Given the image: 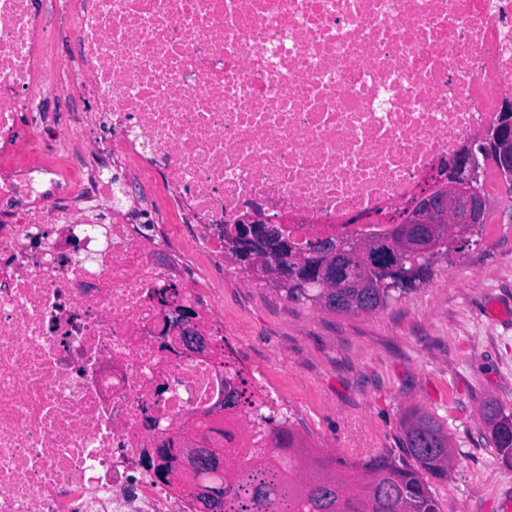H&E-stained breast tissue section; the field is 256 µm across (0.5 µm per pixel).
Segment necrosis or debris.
I'll use <instances>...</instances> for the list:
<instances>
[{"mask_svg": "<svg viewBox=\"0 0 512 512\" xmlns=\"http://www.w3.org/2000/svg\"><path fill=\"white\" fill-rule=\"evenodd\" d=\"M508 98L512 0H0V512H200L158 449L257 462L288 406L182 229L385 233Z\"/></svg>", "mask_w": 512, "mask_h": 512, "instance_id": "obj_1", "label": "necrosis or debris"}]
</instances>
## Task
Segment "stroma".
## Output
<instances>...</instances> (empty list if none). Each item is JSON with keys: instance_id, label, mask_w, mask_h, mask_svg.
Wrapping results in <instances>:
<instances>
[{"instance_id": "obj_1", "label": "stroma", "mask_w": 512, "mask_h": 512, "mask_svg": "<svg viewBox=\"0 0 512 512\" xmlns=\"http://www.w3.org/2000/svg\"><path fill=\"white\" fill-rule=\"evenodd\" d=\"M453 263L374 313L339 315L288 301L233 262L195 260L216 289L224 328L244 360L297 410L291 422L315 456L355 465L408 463L402 420L422 409L452 436L455 466L431 482L440 512H500L512 465L484 435L482 403L512 413V199Z\"/></svg>"}]
</instances>
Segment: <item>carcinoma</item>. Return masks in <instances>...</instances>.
Instances as JSON below:
<instances>
[{"instance_id":"obj_1","label":"carcinoma","mask_w":512,"mask_h":512,"mask_svg":"<svg viewBox=\"0 0 512 512\" xmlns=\"http://www.w3.org/2000/svg\"><path fill=\"white\" fill-rule=\"evenodd\" d=\"M399 235L391 231L385 236L350 237L348 241L375 246L385 253L396 252L393 260L407 273V287H395L387 278L384 267L370 268L373 251L361 250L350 257L356 266L368 273L339 288H324L317 284L319 273L336 263V239L317 241L309 250L306 266L300 274V283L287 288L275 287L284 296L298 303H309L327 311L370 313L385 308L388 303L411 291L416 284H424L433 273L432 264L423 254L425 240H418V252L397 249ZM481 422L488 441L502 459L512 460V414L507 413L495 399L484 401L480 410ZM406 452L415 466H397L385 456H373L359 465L361 485L354 489L342 478L346 463L337 461V468L317 458L305 455L291 428H274L268 437L275 449L272 479L260 480L266 489L263 496L253 494L261 503H272L279 494L277 478L288 481V498L304 503L305 512H440L439 504L429 488V479L448 478L452 466V450L448 449L451 436L448 429L434 415L418 409L406 415L403 422Z\"/></svg>"}]
</instances>
